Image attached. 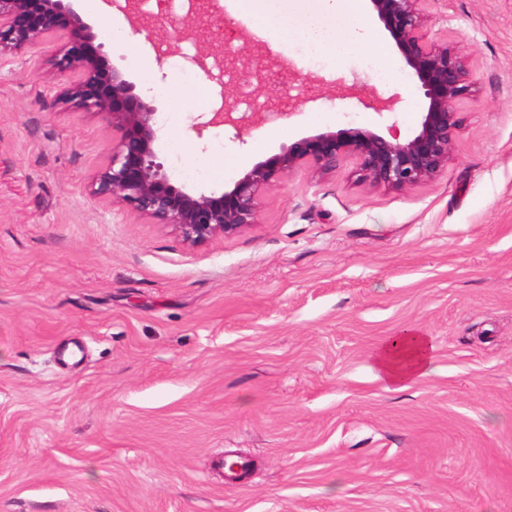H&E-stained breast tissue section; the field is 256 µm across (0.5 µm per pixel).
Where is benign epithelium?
Wrapping results in <instances>:
<instances>
[{"instance_id":"1","label":"benign epithelium","mask_w":512,"mask_h":512,"mask_svg":"<svg viewBox=\"0 0 512 512\" xmlns=\"http://www.w3.org/2000/svg\"><path fill=\"white\" fill-rule=\"evenodd\" d=\"M129 27L149 40L172 30L199 43L209 42V7L197 4L183 18L148 19L138 8L140 0H123ZM387 32L409 74L426 100L418 127L401 139L370 127L349 126L302 138L246 170L230 189L221 192L193 190L177 182L158 160L155 142L159 120L154 98L135 92L124 73L109 65L104 44L67 0H0V58L23 57L49 36L61 42L51 64L66 78L51 106L72 104L103 117L119 137L112 143L108 163L91 180V193L172 228L182 240L200 246L217 235L232 234L258 223L260 198L292 172L308 167L317 173L333 172L344 161L354 164L356 180L372 187L402 191L433 180L456 150L460 125L459 106L472 92L470 73L461 55L429 38L433 0H366ZM266 52L253 48L245 55L227 52L224 57L206 51L195 63L206 74L213 67L237 70L263 85ZM258 118L238 114L232 95L206 127L241 128Z\"/></svg>"}]
</instances>
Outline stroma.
Returning <instances> with one entry per match:
<instances>
[{"label": "stroma", "instance_id": "35a3bbf8", "mask_svg": "<svg viewBox=\"0 0 512 512\" xmlns=\"http://www.w3.org/2000/svg\"><path fill=\"white\" fill-rule=\"evenodd\" d=\"M73 5L156 99V151L190 188L326 129L410 134L424 109L392 50L316 62L267 42L287 73L232 86L203 77L190 38L158 45L112 5L119 39ZM431 12L474 81L447 167L405 191L349 162L302 168L264 192L259 223L198 247L91 196L117 133L51 107L54 41L0 59V512H512V0ZM352 84L392 113L337 98ZM231 87L303 101L207 126ZM224 157L237 167L209 177ZM407 329L432 338V371L390 391L372 353ZM229 451L245 480L214 468Z\"/></svg>", "mask_w": 512, "mask_h": 512}]
</instances>
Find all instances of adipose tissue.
Wrapping results in <instances>:
<instances>
[{"label":"adipose tissue","instance_id":"ef3b65f1","mask_svg":"<svg viewBox=\"0 0 512 512\" xmlns=\"http://www.w3.org/2000/svg\"><path fill=\"white\" fill-rule=\"evenodd\" d=\"M226 7L258 38L281 47L301 42L334 60L377 44L364 0H226ZM433 352L419 331L387 337L373 354L377 376L403 390L426 375Z\"/></svg>","mask_w":512,"mask_h":512}]
</instances>
